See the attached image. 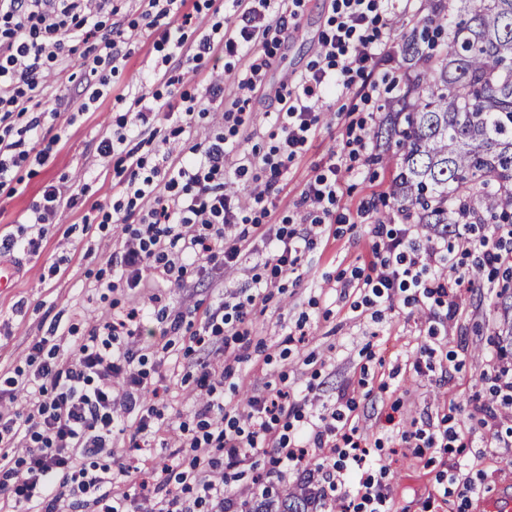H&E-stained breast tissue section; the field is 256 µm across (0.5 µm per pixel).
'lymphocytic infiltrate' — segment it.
<instances>
[{"label": "lymphocytic infiltrate", "instance_id": "f902f5d3", "mask_svg": "<svg viewBox=\"0 0 512 512\" xmlns=\"http://www.w3.org/2000/svg\"><path fill=\"white\" fill-rule=\"evenodd\" d=\"M402 0H332V14L318 36L316 58L305 73L286 76L277 88L264 82L275 48L290 34L301 0H252L239 12L231 33L214 38L203 35L188 47L185 28L192 17L185 13L186 0H146L141 14L149 27H161L157 47L164 62L177 70H193L201 60L222 47L226 56L249 57L239 75L241 92L234 105L244 111L255 94L273 96L280 136L262 159L240 155L224 135L192 147L190 157L171 162L168 155L147 166L137 148L127 145V135L106 139L100 151L115 156L129 172L124 188L125 204L114 211L134 212L139 201L152 198L153 205L139 223L123 227L108 259L110 276L98 285L111 288L113 278L128 287H139L144 273L163 279L184 275L201 263L237 267L250 237L274 236L273 250L261 261L264 271L279 276L295 271L300 255L326 237V226L343 195L340 174L354 162L371 158L375 150L366 122L351 126L340 151L331 153L326 165L303 185L297 207L305 232L288 227L270 231L259 219L247 216L250 204L270 197L287 171L314 140L321 114L337 93L355 94L363 109L373 111L381 96L376 67L394 30L385 17L398 12ZM112 0H0V112L24 113L36 97L40 74L63 61L75 41L87 43L98 68L92 96L111 83V75L131 53L132 41L124 30L105 27L102 15ZM263 41L261 55H253L256 41ZM39 125L38 119L0 130V189L11 186L12 169L25 160L27 146ZM247 179L261 171L250 199L224 190V172ZM163 184H156V174ZM362 215L372 239L371 257L355 275L361 292L387 303L427 311L429 316L454 320L464 294L479 291L485 275L512 259V224L491 225L477 233L464 215H455L454 239L419 238L418 227L374 218L372 206ZM262 293L246 302L220 304L207 317L196 345L216 340L227 325L241 323L262 303ZM140 320L139 309L122 318L101 322L92 332L75 337L69 358H58L47 339L33 343L29 363L32 375L17 372L6 378L5 393L16 400L26 393L27 410L0 415V512H58L63 495L73 496L75 508L92 494L99 512H130L127 494L118 490L117 479L127 467L118 459L102 460L112 443L113 432L128 433L130 442L163 434L167 448H206L193 457L188 468L158 461L147 455L140 461L153 483H142V512H245L246 502L229 492L233 476L222 471L247 464L255 454L270 453L276 473L312 463L320 484L334 494L337 512H390L388 469L372 455L353 422V394H338L334 407L315 413L308 397L289 391L249 400L239 410L224 403V365L204 364L195 384L202 401L195 415L196 427L181 426L179 434L164 432L165 410L159 393L151 389L131 351L116 350L112 339L130 332ZM486 378L490 406L480 407L481 424L491 435L499 433V417L491 405L512 404V353L500 349ZM23 451H16L19 441ZM400 440L414 453L467 447L470 438L460 423L432 431L402 432ZM217 448L219 456L209 455ZM478 459L451 463L438 482L443 497L460 498L462 505L484 495L485 478Z\"/></svg>", "mask_w": 512, "mask_h": 512}]
</instances>
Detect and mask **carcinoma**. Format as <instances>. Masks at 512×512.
Listing matches in <instances>:
<instances>
[{"mask_svg": "<svg viewBox=\"0 0 512 512\" xmlns=\"http://www.w3.org/2000/svg\"><path fill=\"white\" fill-rule=\"evenodd\" d=\"M405 89L375 135L394 148L399 219L450 224L512 221V0H448L402 33ZM317 493L267 490L251 512H312Z\"/></svg>", "mask_w": 512, "mask_h": 512, "instance_id": "1", "label": "carcinoma"}]
</instances>
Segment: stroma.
<instances>
[{"label":"stroma","instance_id":"stroma-1","mask_svg":"<svg viewBox=\"0 0 512 512\" xmlns=\"http://www.w3.org/2000/svg\"><path fill=\"white\" fill-rule=\"evenodd\" d=\"M142 9L141 0H119L118 12L110 18L121 29H132L134 45L113 75L110 91L96 102H89L86 92L92 77L84 44H76L74 54L53 67L41 89L43 97L57 99V110L44 115L32 109L41 126L37 139L29 144L36 152L49 149V157L41 164L23 163L16 170L14 192L0 191V240L28 235L39 242L33 250L21 248L0 255L18 272L9 287L0 288V379L28 371L30 348L41 338L52 337L65 358L70 354L65 330L83 336L102 319L144 308L149 319L133 335L118 336L115 345L141 358L148 384L161 389L168 404L170 430L196 425L194 386L200 366L222 363L231 350L236 358L230 362L231 376L224 381V401L232 407L245 408L251 397L284 385L312 392L315 407H330L338 392L354 389L355 424L369 439L385 441L380 453L389 467L391 512H425L423 505L429 499L434 502L432 512H482L477 502L465 510L460 499L442 502L437 498V478L457 459L456 450L431 458L406 455L399 442L386 441L384 415L392 398H399L396 420L400 429L413 431L438 425L449 400L487 403L490 395L483 375L491 368L500 326L504 320L512 321V287L504 288L498 278L488 291L468 298L447 333L438 337L441 350L431 358L430 369L419 374L409 366L408 355L429 341L425 316L387 311L374 316L370 308L360 305V293L351 281L353 271L367 259L371 242L364 225L353 227L349 221L362 200L390 192L391 163H358L352 171L343 172L345 192L340 206L347 223L332 224L328 241L303 253L295 272L273 279L265 304L226 342L191 346L207 312L225 301L246 300L255 265L269 250V241H256L231 272L206 268L188 273L179 283L148 277L136 289L122 282L109 291L98 287L97 275L107 267L112 242L124 220L123 213L113 210L122 195L120 178L112 158L101 155L98 145L112 136V117L129 107L142 74L152 71L160 77L164 73L155 33L138 26ZM330 14V0H303L296 30L279 46L267 72L268 85L278 86L285 75L306 69ZM245 65V58L217 51L197 71L184 73V88L199 113L179 137L164 144L172 159H179L195 144L228 133L221 112L236 99L234 78ZM241 118L233 138L237 151H268L277 129L268 99L253 100ZM360 118L357 112H323L311 148L283 175L266 224L278 228L284 217L294 216L304 182L326 164L331 152L341 149L347 126ZM63 182L73 192V200L63 202L54 223L40 228L28 225L26 219L44 189ZM107 212L112 215L108 224L103 221ZM186 306L194 308L193 317L178 331H170L169 314ZM299 325L306 333L304 342H289V332ZM269 469L268 456L255 455L233 483V492L249 495L259 474L266 475L270 485L291 492L305 482L302 472L277 478Z\"/></svg>","mask_w":512,"mask_h":512}]
</instances>
